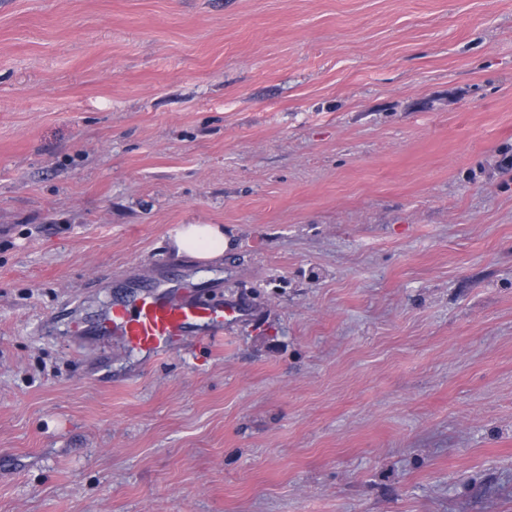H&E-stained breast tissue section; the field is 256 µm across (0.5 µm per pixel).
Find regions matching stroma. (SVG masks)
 <instances>
[{
  "mask_svg": "<svg viewBox=\"0 0 512 512\" xmlns=\"http://www.w3.org/2000/svg\"><path fill=\"white\" fill-rule=\"evenodd\" d=\"M0 512H512V0H0ZM178 254H188L198 260H211L224 254L229 241L224 229L216 224H183L172 238ZM147 293L129 295L103 310L93 329L103 343L118 341L152 356L171 349L193 330L216 338L238 320L240 310L210 303L168 281L150 285Z\"/></svg>",
  "mask_w": 512,
  "mask_h": 512,
  "instance_id": "stroma-1",
  "label": "stroma"
}]
</instances>
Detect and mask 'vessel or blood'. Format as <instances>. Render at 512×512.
Listing matches in <instances>:
<instances>
[{
	"instance_id": "obj_1",
	"label": "vessel or blood",
	"mask_w": 512,
	"mask_h": 512,
	"mask_svg": "<svg viewBox=\"0 0 512 512\" xmlns=\"http://www.w3.org/2000/svg\"><path fill=\"white\" fill-rule=\"evenodd\" d=\"M239 316L236 306L206 302L190 291L157 281L151 291L129 295L103 310L93 333L102 342L117 341L155 356L195 330L221 336Z\"/></svg>"
}]
</instances>
